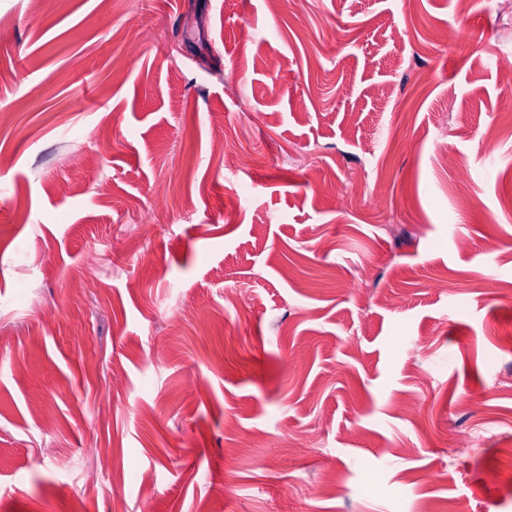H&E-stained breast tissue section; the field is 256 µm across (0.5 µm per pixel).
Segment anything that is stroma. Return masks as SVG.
<instances>
[{
  "instance_id": "1",
  "label": "stroma",
  "mask_w": 512,
  "mask_h": 512,
  "mask_svg": "<svg viewBox=\"0 0 512 512\" xmlns=\"http://www.w3.org/2000/svg\"><path fill=\"white\" fill-rule=\"evenodd\" d=\"M506 40L512 0H0V512H512Z\"/></svg>"
}]
</instances>
